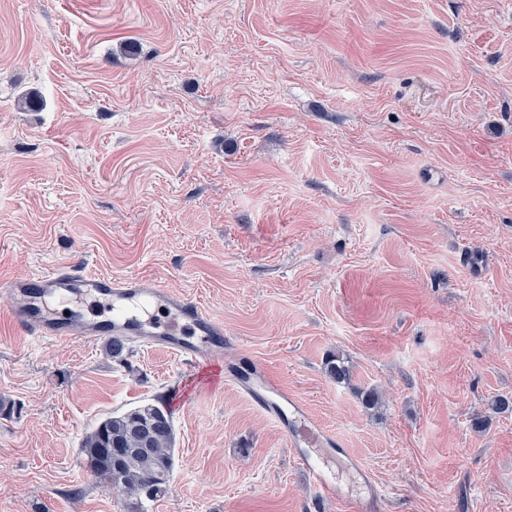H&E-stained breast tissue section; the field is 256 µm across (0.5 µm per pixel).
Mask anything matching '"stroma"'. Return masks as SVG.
I'll return each mask as SVG.
<instances>
[{
	"label": "stroma",
	"instance_id": "stroma-1",
	"mask_svg": "<svg viewBox=\"0 0 512 512\" xmlns=\"http://www.w3.org/2000/svg\"><path fill=\"white\" fill-rule=\"evenodd\" d=\"M73 261L221 315L224 381L1 322L0 512H130L79 449L157 401L151 512H313L253 364L386 512H512V0H0V277Z\"/></svg>",
	"mask_w": 512,
	"mask_h": 512
}]
</instances>
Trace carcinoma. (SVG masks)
<instances>
[{"instance_id":"1","label":"carcinoma","mask_w":512,"mask_h":512,"mask_svg":"<svg viewBox=\"0 0 512 512\" xmlns=\"http://www.w3.org/2000/svg\"><path fill=\"white\" fill-rule=\"evenodd\" d=\"M330 378L343 382L350 371L338 358L327 363ZM174 427L163 405L144 404L111 415L82 444L89 468L107 476L112 488L134 498L132 512L165 495L174 466Z\"/></svg>"}]
</instances>
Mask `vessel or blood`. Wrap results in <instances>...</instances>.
I'll return each mask as SVG.
<instances>
[{
    "mask_svg": "<svg viewBox=\"0 0 512 512\" xmlns=\"http://www.w3.org/2000/svg\"><path fill=\"white\" fill-rule=\"evenodd\" d=\"M0 292L12 299L0 311V320L32 336L55 342L80 336L90 343L121 337L202 367L212 365L224 351L223 319L196 299L165 288L157 276L96 272L76 261L0 281ZM56 298H75L79 304L61 315L49 306ZM235 380L282 429L318 501L342 498L351 502L354 512H380L381 496L370 489L350 493L310 454L313 446L331 457H343L344 450L335 434L309 417L293 392L259 369L238 374Z\"/></svg>",
    "mask_w": 512,
    "mask_h": 512,
    "instance_id": "b4317fda",
    "label": "vessel or blood"
}]
</instances>
